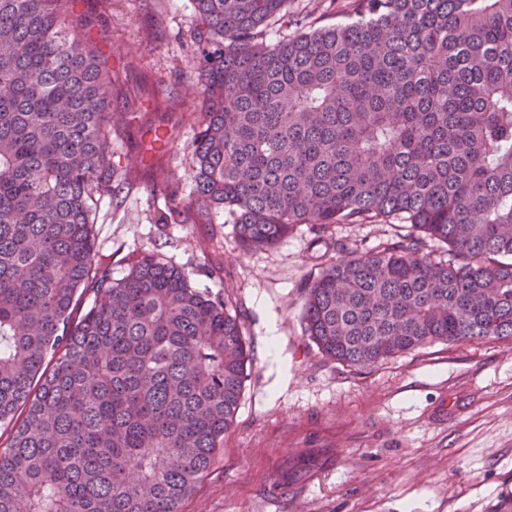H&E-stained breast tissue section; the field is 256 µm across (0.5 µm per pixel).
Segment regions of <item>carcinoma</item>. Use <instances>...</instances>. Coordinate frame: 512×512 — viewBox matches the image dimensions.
Masks as SVG:
<instances>
[{
  "label": "carcinoma",
  "mask_w": 512,
  "mask_h": 512,
  "mask_svg": "<svg viewBox=\"0 0 512 512\" xmlns=\"http://www.w3.org/2000/svg\"><path fill=\"white\" fill-rule=\"evenodd\" d=\"M91 2L0 0V512H181L252 366L231 295L141 250L114 279L95 248L121 124L112 0ZM193 2L195 192L164 223L227 209L244 251L403 225L304 288L303 336L338 363L512 340V0H347L319 26L294 0Z\"/></svg>",
  "instance_id": "cac0c4a2"
}]
</instances>
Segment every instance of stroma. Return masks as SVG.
<instances>
[{"label":"stroma","instance_id":"1","mask_svg":"<svg viewBox=\"0 0 512 512\" xmlns=\"http://www.w3.org/2000/svg\"><path fill=\"white\" fill-rule=\"evenodd\" d=\"M193 0H112L107 20L126 175L103 199L94 233L113 278L132 249L183 267L196 287L229 292L249 338L251 375L216 460L182 512H512V341L435 342L358 369L301 334L302 295L340 248L393 243L388 224L305 225L275 246L242 251L226 210L163 224L168 185L194 192ZM174 128L175 144L153 127ZM275 325L282 365L268 355Z\"/></svg>","mask_w":512,"mask_h":512}]
</instances>
